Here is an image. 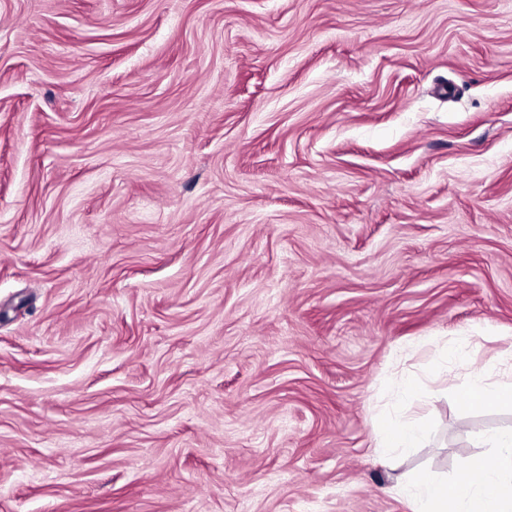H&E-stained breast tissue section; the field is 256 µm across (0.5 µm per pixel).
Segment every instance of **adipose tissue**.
<instances>
[{"instance_id":"ef3b65f1","label":"adipose tissue","mask_w":512,"mask_h":512,"mask_svg":"<svg viewBox=\"0 0 512 512\" xmlns=\"http://www.w3.org/2000/svg\"><path fill=\"white\" fill-rule=\"evenodd\" d=\"M465 400L471 405H512V381H490L485 369H473L464 385ZM427 428L394 418L381 420L377 441L386 452L418 447ZM486 443L498 451L495 468H486L481 459L468 458L457 476L440 482L419 471L405 475L402 488L412 512H512V428L486 436Z\"/></svg>"}]
</instances>
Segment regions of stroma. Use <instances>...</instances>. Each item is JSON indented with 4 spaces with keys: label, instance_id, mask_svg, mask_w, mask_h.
<instances>
[{
    "label": "stroma",
    "instance_id": "35a3bbf8",
    "mask_svg": "<svg viewBox=\"0 0 512 512\" xmlns=\"http://www.w3.org/2000/svg\"><path fill=\"white\" fill-rule=\"evenodd\" d=\"M472 362L512 0H0V512H411L512 427ZM463 388L470 405H512V381L490 382L484 368L473 369ZM427 428L421 423L387 418L380 420L377 431L378 447L388 453L418 448L426 438Z\"/></svg>",
    "mask_w": 512,
    "mask_h": 512
}]
</instances>
